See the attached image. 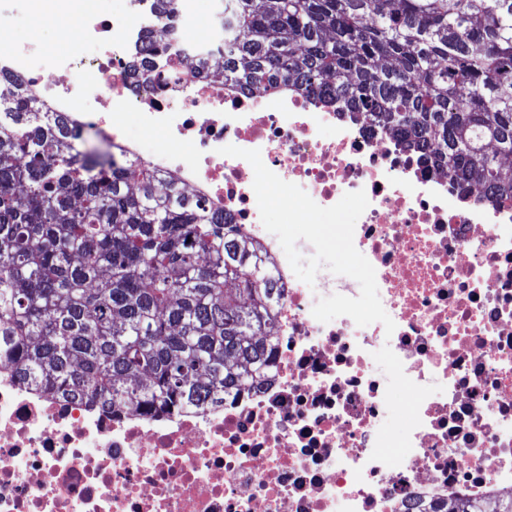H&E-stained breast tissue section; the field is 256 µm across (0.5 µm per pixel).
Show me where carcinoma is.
Returning a JSON list of instances; mask_svg holds the SVG:
<instances>
[{
    "instance_id": "carcinoma-1",
    "label": "carcinoma",
    "mask_w": 512,
    "mask_h": 512,
    "mask_svg": "<svg viewBox=\"0 0 512 512\" xmlns=\"http://www.w3.org/2000/svg\"><path fill=\"white\" fill-rule=\"evenodd\" d=\"M182 2L153 0L146 38H178ZM224 32L222 64L196 72L332 100L512 204V0H224ZM83 141L0 71V363L115 413L259 381L277 288L256 244L175 181Z\"/></svg>"
}]
</instances>
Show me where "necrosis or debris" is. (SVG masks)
<instances>
[{
	"instance_id": "obj_1",
	"label": "necrosis or debris",
	"mask_w": 512,
	"mask_h": 512,
	"mask_svg": "<svg viewBox=\"0 0 512 512\" xmlns=\"http://www.w3.org/2000/svg\"><path fill=\"white\" fill-rule=\"evenodd\" d=\"M150 24L149 0H129L121 17L75 25L69 55L11 46L0 68L260 246L280 288L272 368L263 383L158 416L50 397L1 363L0 512H423L456 494L512 492V206L474 202L400 136L335 106L196 75L197 57L222 50L223 20L183 10L173 63L138 76L131 58ZM129 110L156 146L127 134ZM226 145L259 150L323 207L365 191L354 244L393 334L313 317L317 300L358 296V283H300L261 223L252 166L221 155ZM381 351L413 397L399 440L380 428L393 407Z\"/></svg>"
}]
</instances>
